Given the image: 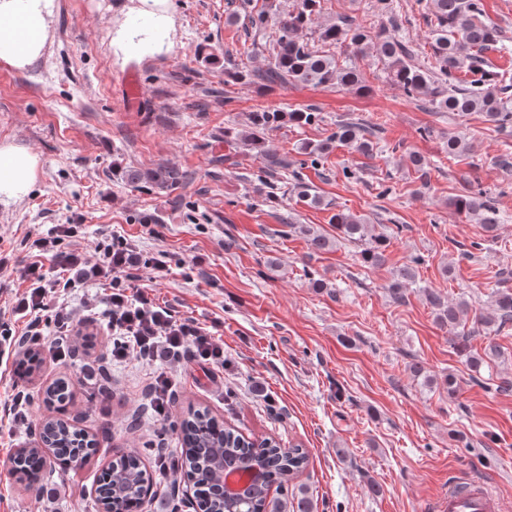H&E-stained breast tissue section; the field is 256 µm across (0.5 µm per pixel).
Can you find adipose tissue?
<instances>
[{
  "instance_id": "adipose-tissue-1",
  "label": "adipose tissue",
  "mask_w": 512,
  "mask_h": 512,
  "mask_svg": "<svg viewBox=\"0 0 512 512\" xmlns=\"http://www.w3.org/2000/svg\"><path fill=\"white\" fill-rule=\"evenodd\" d=\"M54 0H0V61L24 68L43 53ZM39 159L29 150L0 146V202H14L32 189Z\"/></svg>"
}]
</instances>
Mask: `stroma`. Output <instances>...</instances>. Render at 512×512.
<instances>
[{
    "label": "stroma",
    "instance_id": "35a3bbf8",
    "mask_svg": "<svg viewBox=\"0 0 512 512\" xmlns=\"http://www.w3.org/2000/svg\"><path fill=\"white\" fill-rule=\"evenodd\" d=\"M274 4L292 11L297 0H165L174 24L166 48L130 55L115 44L128 27L149 30L152 13L139 0H55L42 56L18 69L0 61V144L25 147L39 158L36 182L21 200L0 204V329L22 334L27 316L16 309L29 289L20 276L35 260L36 240L58 238L59 253L93 256L112 237L134 254L162 261L163 277L143 268L136 284L176 318L199 323L224 344L217 367L183 359L112 361L105 334V279L81 281L61 300L74 310L93 305L96 316L74 325L76 351L57 347L51 321L40 346L38 375L19 378L15 360L0 363V422L24 393L29 423L0 429V512H98L97 478L126 449L159 429L145 417L139 431L126 418L159 372L173 380V414L205 406L244 434L272 436L307 448L299 477L318 512H431L449 481L481 478L512 500V327L477 334L460 350L454 330L440 326L420 293L466 299L473 312L492 311L491 295L512 289V126L499 128L485 113L457 117L433 112L393 86L375 51L356 58L365 91L345 86L283 84L260 89L229 79L226 69L266 68L273 29L227 24V5L257 12ZM415 67H430L431 24L416 0H391ZM484 20L506 36L491 50L493 70L512 78V0H483ZM348 17L376 32L388 27L375 0H322L303 36L315 49L340 55L320 40L321 28ZM136 74L141 101L123 96ZM311 108L310 126L286 124L268 138L288 158V170H264L254 153L228 142L224 131L244 129L257 106ZM341 119L375 126L378 148L367 157L336 148L321 166H301L300 147L325 139ZM465 147L449 156L450 136ZM429 165L420 180L411 158ZM176 166L187 175L176 189L134 188L118 170ZM306 182L332 209L308 207L297 192L272 199L280 181ZM494 197L501 217L488 236L477 216L458 213L452 199L477 190ZM363 216L387 238L384 265L363 264L360 245L337 239L333 210ZM331 238L309 247L306 230ZM417 284L405 302L387 289L394 272L413 258ZM325 289L313 287V280ZM496 345L498 357L472 370L468 356ZM420 363L424 377L409 366ZM109 364L112 398L102 399L91 369ZM455 374L456 396L444 380ZM72 381L62 416L96 435V455L79 466L55 465L47 493L18 484L9 460L28 426L48 416L42 389L59 375ZM378 483L373 494L370 483Z\"/></svg>",
    "mask_w": 512,
    "mask_h": 512
}]
</instances>
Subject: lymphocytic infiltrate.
I'll list each match as a JSON object with an SVG mask.
<instances>
[{
    "instance_id": "lymphocytic-infiltrate-1",
    "label": "lymphocytic infiltrate",
    "mask_w": 512,
    "mask_h": 512,
    "mask_svg": "<svg viewBox=\"0 0 512 512\" xmlns=\"http://www.w3.org/2000/svg\"><path fill=\"white\" fill-rule=\"evenodd\" d=\"M93 273H112V295L106 311L112 332V358L147 361L163 354L189 356L215 366L224 363V346L203 327L189 320L176 319L170 310L158 306L141 292H133L131 262L125 240L116 238L100 246Z\"/></svg>"
}]
</instances>
